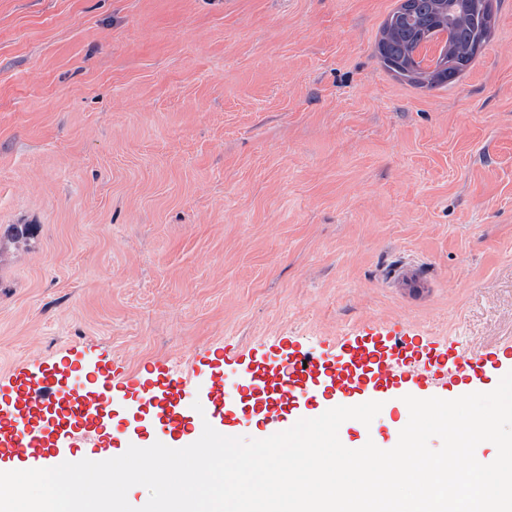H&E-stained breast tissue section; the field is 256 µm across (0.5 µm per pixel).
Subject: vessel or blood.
<instances>
[{
	"label": "vessel or blood",
	"mask_w": 512,
	"mask_h": 512,
	"mask_svg": "<svg viewBox=\"0 0 512 512\" xmlns=\"http://www.w3.org/2000/svg\"><path fill=\"white\" fill-rule=\"evenodd\" d=\"M509 353L512 338L502 342L499 352L475 359L453 345L384 330L337 337L327 356L311 352L296 338L256 354L208 350L203 357L211 374L199 411L190 401L186 378L177 372L155 365L129 377L111 358L89 369L67 353L35 374L21 368L0 373V463L28 460L51 468L65 461L57 446H96L105 411L132 389L162 441L176 435L200 438L207 424L230 436L255 417L265 421L272 435L313 418L322 401L354 406L382 392L402 394L409 384L430 389L463 385ZM232 364L242 380L231 391L226 370Z\"/></svg>",
	"instance_id": "obj_1"
}]
</instances>
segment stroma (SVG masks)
<instances>
[{"instance_id":"1","label":"stroma","mask_w":512,"mask_h":512,"mask_svg":"<svg viewBox=\"0 0 512 512\" xmlns=\"http://www.w3.org/2000/svg\"><path fill=\"white\" fill-rule=\"evenodd\" d=\"M399 3L0 0V372L511 337L512 0L432 87L377 58ZM409 418L383 404L377 447Z\"/></svg>"}]
</instances>
